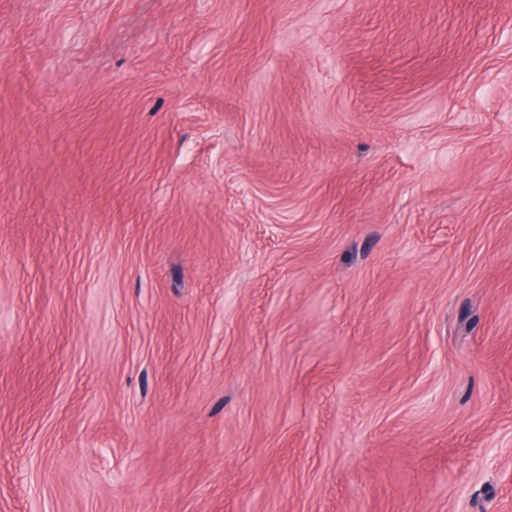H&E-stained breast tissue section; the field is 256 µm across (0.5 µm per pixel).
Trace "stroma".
Here are the masks:
<instances>
[{
    "label": "stroma",
    "mask_w": 512,
    "mask_h": 512,
    "mask_svg": "<svg viewBox=\"0 0 512 512\" xmlns=\"http://www.w3.org/2000/svg\"><path fill=\"white\" fill-rule=\"evenodd\" d=\"M0 512H512V0H0Z\"/></svg>",
    "instance_id": "35a3bbf8"
}]
</instances>
